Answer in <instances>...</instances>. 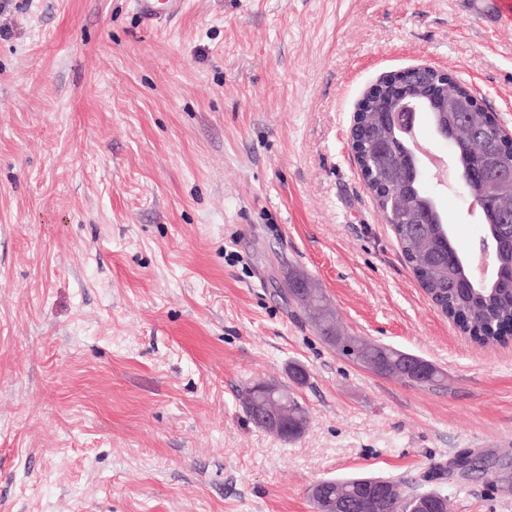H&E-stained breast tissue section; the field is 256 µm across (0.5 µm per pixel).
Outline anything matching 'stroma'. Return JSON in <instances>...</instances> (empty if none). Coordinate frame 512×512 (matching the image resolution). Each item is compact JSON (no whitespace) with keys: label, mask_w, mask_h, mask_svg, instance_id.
<instances>
[{"label":"stroma","mask_w":512,"mask_h":512,"mask_svg":"<svg viewBox=\"0 0 512 512\" xmlns=\"http://www.w3.org/2000/svg\"><path fill=\"white\" fill-rule=\"evenodd\" d=\"M472 2L185 0L148 26L133 0H0V512H315L312 485L362 474L512 512V342L432 303L350 145L420 63L512 129V23ZM427 188L472 255L473 200ZM292 274L441 384L343 356ZM257 382L295 393L300 437L247 420ZM466 452L504 478L451 474Z\"/></svg>","instance_id":"1"}]
</instances>
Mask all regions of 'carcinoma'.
Returning a JSON list of instances; mask_svg holds the SVG:
<instances>
[{
    "mask_svg": "<svg viewBox=\"0 0 512 512\" xmlns=\"http://www.w3.org/2000/svg\"><path fill=\"white\" fill-rule=\"evenodd\" d=\"M412 94L421 96L426 86L443 84L442 94L432 102L431 121L447 129L449 145L453 149L455 166L464 172L487 162L496 166L512 165V152L505 149L506 140L489 120L487 109L469 89L451 82L448 76L434 70H405L399 74ZM393 102L385 96H373L366 103V112L359 127L361 150L373 158L382 153L397 167L396 179L388 177L386 170L371 165L365 174L371 185L379 188V201L388 212H400L395 200L405 199L406 208L425 215L423 224H402L390 218L395 237L406 261L411 266L420 286L459 331L478 344L506 342L508 337L498 335L504 325H512V237L488 235L486 243L494 253L499 275L491 281L474 287L463 283L460 255L448 236V228L439 212L429 206V195L423 189V180L415 179L412 159L406 146L392 127L390 110ZM470 197L482 198L486 208L480 218L484 230L500 223L501 216H512V180L499 181L491 186L480 183L465 189ZM308 308L317 319L323 339L338 334L336 315L321 293L310 295ZM365 357L380 362L396 360L401 354L393 348L379 346L363 339L348 338ZM492 464L482 457L461 456L459 470L489 473ZM392 494L383 501L381 512H407L408 498L398 491L397 484L389 481ZM327 495L340 494L347 500L344 512H359L357 503L371 487L370 478L353 477L322 481ZM429 503L426 512H448V497L440 490L419 494Z\"/></svg>",
    "mask_w": 512,
    "mask_h": 512,
    "instance_id": "obj_1",
    "label": "carcinoma"
}]
</instances>
